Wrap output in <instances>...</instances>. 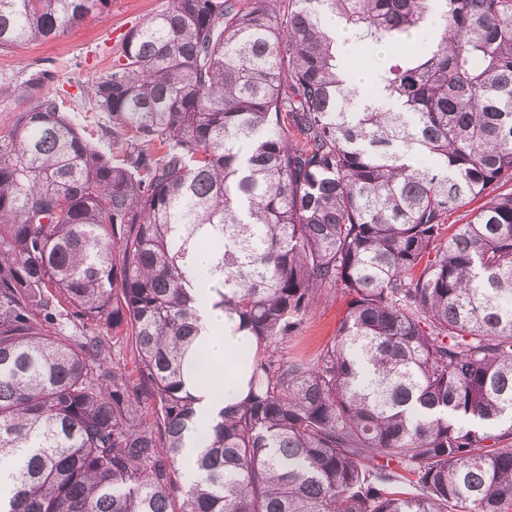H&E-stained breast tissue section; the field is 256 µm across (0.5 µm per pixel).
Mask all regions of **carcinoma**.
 <instances>
[{
  "mask_svg": "<svg viewBox=\"0 0 512 512\" xmlns=\"http://www.w3.org/2000/svg\"><path fill=\"white\" fill-rule=\"evenodd\" d=\"M109 2L0 0V49ZM330 17L395 48L393 108L350 89ZM57 79L0 81L28 103L0 130V512H512V0H168L91 87L118 155ZM199 253L258 345L200 426ZM336 287L332 341L279 358ZM125 333L153 423L108 364Z\"/></svg>",
  "mask_w": 512,
  "mask_h": 512,
  "instance_id": "1",
  "label": "carcinoma"
}]
</instances>
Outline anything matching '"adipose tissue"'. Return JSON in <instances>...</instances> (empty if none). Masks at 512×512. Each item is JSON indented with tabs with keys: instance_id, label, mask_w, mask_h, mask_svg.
I'll return each instance as SVG.
<instances>
[{
	"instance_id": "ef3b65f1",
	"label": "adipose tissue",
	"mask_w": 512,
	"mask_h": 512,
	"mask_svg": "<svg viewBox=\"0 0 512 512\" xmlns=\"http://www.w3.org/2000/svg\"><path fill=\"white\" fill-rule=\"evenodd\" d=\"M197 311L202 328L197 338L203 360L212 365L216 384L187 383L195 399L197 418L208 421L220 409L240 403L246 396L248 354L256 349L254 337L240 325L237 316L213 310L209 288L197 291Z\"/></svg>"
}]
</instances>
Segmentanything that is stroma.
I'll list each match as a JSON object with an SVG mask.
<instances>
[{"label": "stroma", "instance_id": "obj_1", "mask_svg": "<svg viewBox=\"0 0 512 512\" xmlns=\"http://www.w3.org/2000/svg\"><path fill=\"white\" fill-rule=\"evenodd\" d=\"M166 6L167 0H111L106 14H90L49 42L0 49V74H15L34 63L62 71L60 88L67 114L96 145L118 152L121 143L113 139L112 125L105 114L95 111L90 87L97 77L111 71L125 34ZM347 302L340 289H325L298 331L280 344L282 358L288 360L298 355L311 358L319 353L335 335Z\"/></svg>", "mask_w": 512, "mask_h": 512}]
</instances>
